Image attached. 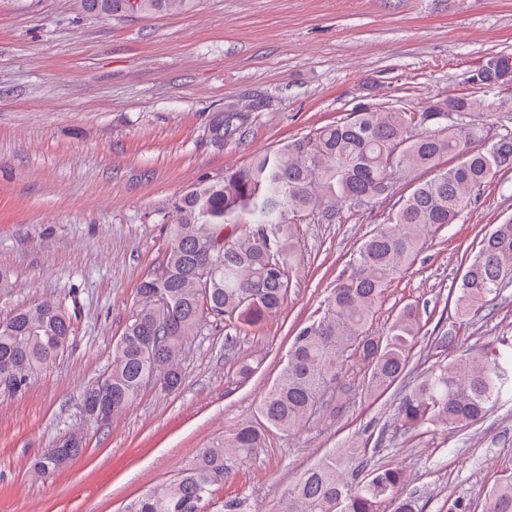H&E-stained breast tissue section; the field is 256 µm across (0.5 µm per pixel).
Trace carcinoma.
Returning <instances> with one entry per match:
<instances>
[{"instance_id": "carcinoma-1", "label": "carcinoma", "mask_w": 512, "mask_h": 512, "mask_svg": "<svg viewBox=\"0 0 512 512\" xmlns=\"http://www.w3.org/2000/svg\"><path fill=\"white\" fill-rule=\"evenodd\" d=\"M98 12L125 14L126 0H91ZM192 0H140L138 14L185 10ZM457 110L441 113L365 107L336 124L257 154L244 168L203 178L173 199L166 214L169 247L161 269L139 287L143 305L116 343L112 368L97 382L110 400L101 421L123 412L146 379L166 390L180 384L183 340L208 317L230 328L257 327L288 301L297 263L294 227L314 214L362 210L412 185L387 224L353 254L350 271L336 280L316 318L301 327L256 413L266 428L302 430L319 408L343 405L336 384L347 358L366 367V391L379 398L405 375L421 337L416 306L399 310L384 334L369 332L391 283L411 268L427 239L457 223L474 193L512 171V131H499L500 104L469 95L439 100ZM235 103L210 119L216 143L243 139L254 101ZM487 119L475 118V110ZM421 169L431 171L418 179ZM512 286V220L480 240L455 295L463 322L494 304ZM71 316L51 301L12 312L0 321V385L14 392L52 364L69 346ZM512 385V343L480 357L441 360L402 393L394 424L404 433L423 427L465 429L481 421ZM262 431L246 422L223 441L200 450L172 482L130 502L124 512H202L225 481L229 462L262 447ZM418 512L399 468L368 469L364 443L334 448L305 469L283 495L278 512ZM485 512H512V476L486 495Z\"/></svg>"}]
</instances>
